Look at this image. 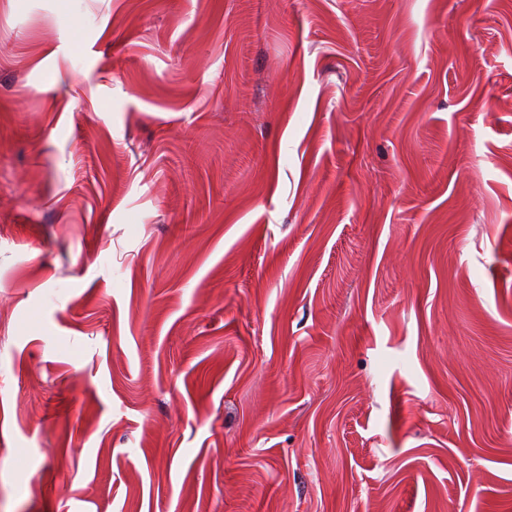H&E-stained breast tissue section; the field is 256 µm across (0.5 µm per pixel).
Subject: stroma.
I'll return each mask as SVG.
<instances>
[{"label":"stroma","instance_id":"35a3bbf8","mask_svg":"<svg viewBox=\"0 0 512 512\" xmlns=\"http://www.w3.org/2000/svg\"><path fill=\"white\" fill-rule=\"evenodd\" d=\"M0 512H512V0H0Z\"/></svg>","mask_w":512,"mask_h":512}]
</instances>
